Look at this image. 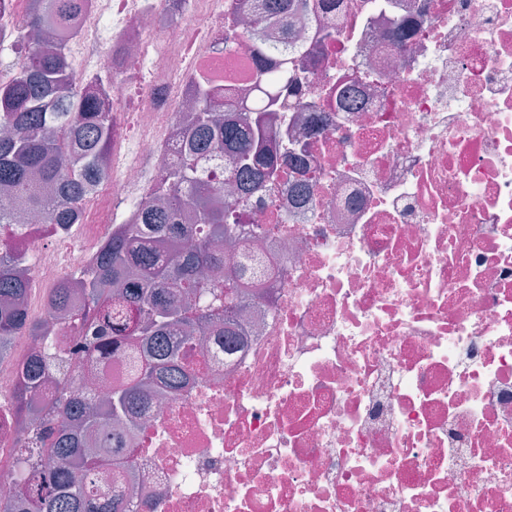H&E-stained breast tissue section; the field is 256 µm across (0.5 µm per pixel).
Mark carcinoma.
I'll return each mask as SVG.
<instances>
[{
    "mask_svg": "<svg viewBox=\"0 0 512 512\" xmlns=\"http://www.w3.org/2000/svg\"><path fill=\"white\" fill-rule=\"evenodd\" d=\"M20 1L24 26L15 45L31 53L32 62L26 73L0 81V122L8 128L0 138V191L9 201L0 206V225L31 212L47 224H76L105 178L92 158L112 147V116L97 109L104 81L78 83L68 62L72 18L83 0H0V8L12 16ZM260 6L287 25L296 14L316 8V0H260ZM287 50L286 42L259 49L256 87L268 93L275 88ZM193 94L186 157L155 184L166 200L113 232L84 275H67L51 290L50 303L88 322V333L69 351L70 362L63 365L44 354L23 369V381L12 393L16 416L43 415L63 428L17 437L19 453L36 451L41 464L22 469L0 512H135L130 503L97 493V462L119 464L128 457L125 432L148 399L147 386L175 391L183 385L176 340H191L190 334L212 321L222 322L220 335H235L238 302L254 287L245 269L230 273L240 293L213 287L212 304L195 306L200 273L224 265V242L234 241L236 230L224 223L223 189L195 181L194 161L212 149L224 152L233 161L232 182L243 192L278 158L267 148L265 114L213 111L216 93L206 80L195 83ZM29 285L21 255L0 258V359L10 355L9 337L17 332L51 331L21 312ZM125 339L138 341L148 357L133 363L131 382L99 402L86 391L77 362L105 354ZM51 370L63 373L64 390L42 412L34 408L36 389Z\"/></svg>",
    "mask_w": 512,
    "mask_h": 512,
    "instance_id": "carcinoma-1",
    "label": "carcinoma"
}]
</instances>
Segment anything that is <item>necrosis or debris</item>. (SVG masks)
<instances>
[{
	"label": "necrosis or debris",
	"mask_w": 512,
	"mask_h": 512,
	"mask_svg": "<svg viewBox=\"0 0 512 512\" xmlns=\"http://www.w3.org/2000/svg\"><path fill=\"white\" fill-rule=\"evenodd\" d=\"M294 28L268 147L299 163L224 197L241 235L224 263L262 290L232 343L193 339L187 385L155 389L98 488L148 512H512V0H344ZM74 36L103 68L120 47L135 136L113 137L77 228L0 225L36 284L29 317L58 327L0 361L1 498L18 365L81 335L47 289L150 202L144 162L159 176L185 151L189 79L248 106L253 53L280 34L244 0H91ZM82 369L100 395L131 359Z\"/></svg>",
	"instance_id": "1"
}]
</instances>
